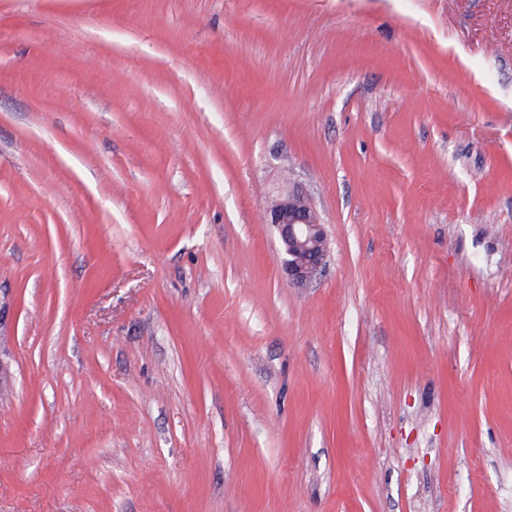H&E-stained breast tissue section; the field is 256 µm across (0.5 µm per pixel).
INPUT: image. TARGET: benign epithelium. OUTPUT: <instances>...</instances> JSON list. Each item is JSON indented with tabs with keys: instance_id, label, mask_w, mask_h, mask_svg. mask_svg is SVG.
Returning a JSON list of instances; mask_svg holds the SVG:
<instances>
[{
	"instance_id": "7a95c632",
	"label": "benign epithelium",
	"mask_w": 512,
	"mask_h": 512,
	"mask_svg": "<svg viewBox=\"0 0 512 512\" xmlns=\"http://www.w3.org/2000/svg\"><path fill=\"white\" fill-rule=\"evenodd\" d=\"M280 239V263L289 282L305 287L323 271L328 253L324 224L307 194L292 186L278 195L267 213Z\"/></svg>"
}]
</instances>
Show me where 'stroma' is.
Instances as JSON below:
<instances>
[{"label": "stroma", "mask_w": 512, "mask_h": 512, "mask_svg": "<svg viewBox=\"0 0 512 512\" xmlns=\"http://www.w3.org/2000/svg\"><path fill=\"white\" fill-rule=\"evenodd\" d=\"M0 363V512H512V0H0ZM280 239V263L289 282L306 287L323 271L328 253L324 224L307 194L295 186L278 195L267 213Z\"/></svg>", "instance_id": "stroma-1"}]
</instances>
